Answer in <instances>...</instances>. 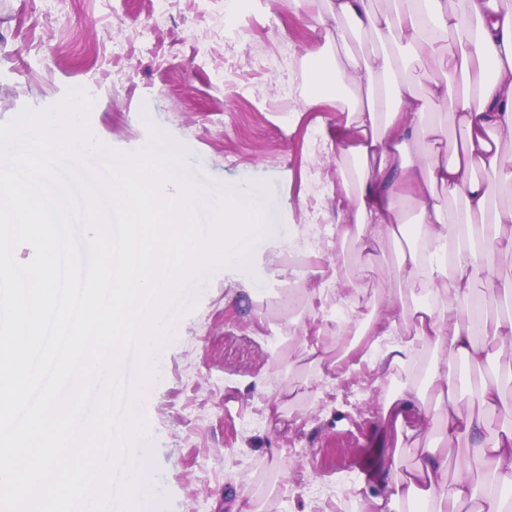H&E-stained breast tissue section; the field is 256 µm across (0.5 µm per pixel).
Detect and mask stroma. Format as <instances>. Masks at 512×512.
<instances>
[{
  "label": "stroma",
  "mask_w": 512,
  "mask_h": 512,
  "mask_svg": "<svg viewBox=\"0 0 512 512\" xmlns=\"http://www.w3.org/2000/svg\"><path fill=\"white\" fill-rule=\"evenodd\" d=\"M321 48L306 0H236L230 18L225 0H0V124L82 90L99 145L133 155L156 127L205 192H270L246 264L212 265L186 289L196 305L152 369L144 512H225L246 493L256 512H366L358 494L316 502L308 488L371 486L385 465L379 412L405 374L327 382L295 334L321 331L332 354L335 325L271 262L295 263L283 243L336 210L329 144L348 107L302 97Z\"/></svg>",
  "instance_id": "1"
}]
</instances>
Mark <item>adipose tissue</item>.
I'll use <instances>...</instances> for the list:
<instances>
[{"label": "adipose tissue", "mask_w": 512, "mask_h": 512, "mask_svg": "<svg viewBox=\"0 0 512 512\" xmlns=\"http://www.w3.org/2000/svg\"><path fill=\"white\" fill-rule=\"evenodd\" d=\"M384 13L371 0H321L313 20L327 64L310 69L308 94H351L347 136L336 145V223L325 238L306 245L305 267L315 279L326 271L325 253L352 245L374 260L386 242L401 249L395 287L378 289L372 312L360 320L337 315L336 337L358 335L338 359L325 355L321 338L303 333L299 345L330 381L369 369H423L425 390L407 386L380 412L389 464L366 492L368 512H512V425L487 436L493 416L512 418V275L493 272L488 260L512 255V205L494 206L512 190V6L507 0H393ZM373 33L380 47L364 58L347 49L354 36ZM452 45H445V35ZM434 63L444 78L431 79L427 97L399 77L400 68ZM421 156L408 163V147ZM494 175L481 178V171ZM460 203L449 211L439 192ZM420 213L416 229L404 203ZM336 293L319 286L309 301L330 297L358 307L360 276L338 266ZM481 370L472 392L459 390L454 368ZM427 448L401 469L405 439ZM459 458L456 477L448 462Z\"/></svg>", "instance_id": "ef3b65f1"}]
</instances>
